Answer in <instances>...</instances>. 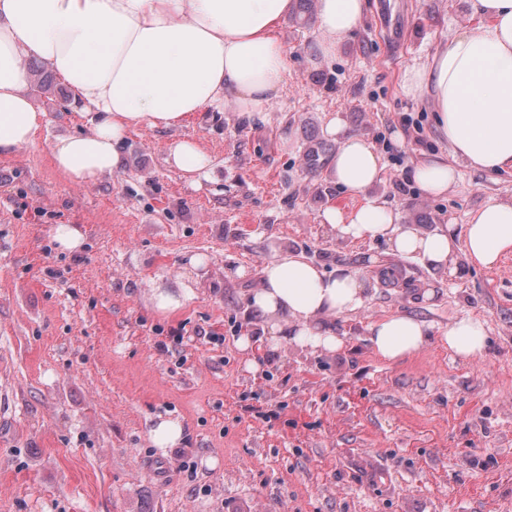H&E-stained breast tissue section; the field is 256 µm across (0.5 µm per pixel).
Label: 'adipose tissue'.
I'll return each mask as SVG.
<instances>
[{
  "label": "adipose tissue",
  "instance_id": "obj_1",
  "mask_svg": "<svg viewBox=\"0 0 512 512\" xmlns=\"http://www.w3.org/2000/svg\"><path fill=\"white\" fill-rule=\"evenodd\" d=\"M477 20L449 38L426 63L406 67L405 96L431 107L449 158L419 163L421 188L441 196L456 182V161L495 172L512 169V0H465ZM296 0H0V155L33 143L40 114L27 94V59L46 62L72 92L90 126L55 137V167L78 183L117 171L128 130L175 128L200 112L269 111L288 82V50L278 37ZM366 0H316L319 59L338 56L360 27ZM328 168L345 192L359 196L350 212L328 206L322 222L338 236L386 238L393 253L442 268L463 258L488 268L512 252V201L492 199L463 229L426 230L402 223L375 198L382 160L374 146L347 133L339 119ZM368 303L355 273H326L297 253L274 251L259 271L250 307L265 317L259 332L270 352L288 344L334 352L342 341L331 325ZM425 321L394 314L368 326L374 352L399 363L428 343ZM489 339L484 323L461 317L441 335L464 359L479 357Z\"/></svg>",
  "mask_w": 512,
  "mask_h": 512
}]
</instances>
